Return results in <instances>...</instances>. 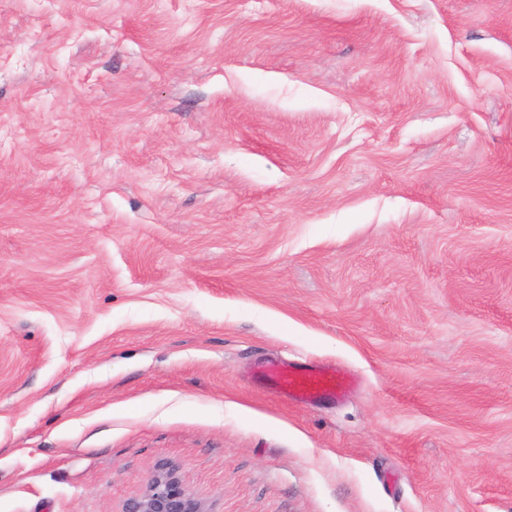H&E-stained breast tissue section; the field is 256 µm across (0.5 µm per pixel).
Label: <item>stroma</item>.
<instances>
[{
  "mask_svg": "<svg viewBox=\"0 0 512 512\" xmlns=\"http://www.w3.org/2000/svg\"><path fill=\"white\" fill-rule=\"evenodd\" d=\"M164 462L208 512H512V0H0V512ZM257 372L265 388L279 398L303 403L340 398L356 382L347 371L314 363L289 364L271 360L260 364Z\"/></svg>",
  "mask_w": 512,
  "mask_h": 512,
  "instance_id": "35a3bbf8",
  "label": "stroma"
}]
</instances>
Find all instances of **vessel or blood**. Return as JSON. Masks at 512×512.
I'll return each instance as SVG.
<instances>
[{
    "label": "vessel or blood",
    "mask_w": 512,
    "mask_h": 512,
    "mask_svg": "<svg viewBox=\"0 0 512 512\" xmlns=\"http://www.w3.org/2000/svg\"><path fill=\"white\" fill-rule=\"evenodd\" d=\"M266 389L279 398L312 403L344 396L355 384V377L344 370L321 364H289L271 360L257 368Z\"/></svg>",
    "instance_id": "obj_1"
}]
</instances>
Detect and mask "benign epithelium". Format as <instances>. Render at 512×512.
<instances>
[{
  "label": "benign epithelium",
  "mask_w": 512,
  "mask_h": 512,
  "mask_svg": "<svg viewBox=\"0 0 512 512\" xmlns=\"http://www.w3.org/2000/svg\"><path fill=\"white\" fill-rule=\"evenodd\" d=\"M127 512H206L202 503L182 486L174 469L160 467L143 496L133 500Z\"/></svg>",
  "instance_id": "7a95c632"
}]
</instances>
